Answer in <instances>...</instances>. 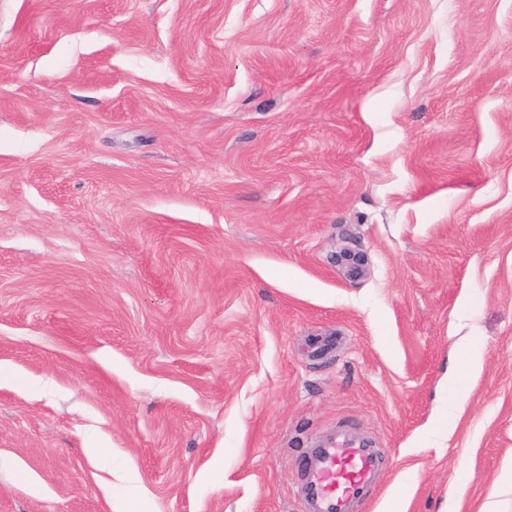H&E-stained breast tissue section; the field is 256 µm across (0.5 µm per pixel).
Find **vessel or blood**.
<instances>
[{
	"mask_svg": "<svg viewBox=\"0 0 512 512\" xmlns=\"http://www.w3.org/2000/svg\"><path fill=\"white\" fill-rule=\"evenodd\" d=\"M379 468L373 448L348 437L308 449L300 497L311 512H356Z\"/></svg>",
	"mask_w": 512,
	"mask_h": 512,
	"instance_id": "vessel-or-blood-1",
	"label": "vessel or blood"
}]
</instances>
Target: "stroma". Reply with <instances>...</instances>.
<instances>
[{
  "instance_id": "stroma-1",
  "label": "stroma",
  "mask_w": 512,
  "mask_h": 512,
  "mask_svg": "<svg viewBox=\"0 0 512 512\" xmlns=\"http://www.w3.org/2000/svg\"><path fill=\"white\" fill-rule=\"evenodd\" d=\"M340 425L361 512L512 458V0H0V512H302ZM458 370L448 383V392L452 403L448 406L440 419L439 429L441 431L453 430L459 420V408L467 398V391L461 386V378L464 374L474 371L480 361V352L474 343H466L457 350Z\"/></svg>"
}]
</instances>
